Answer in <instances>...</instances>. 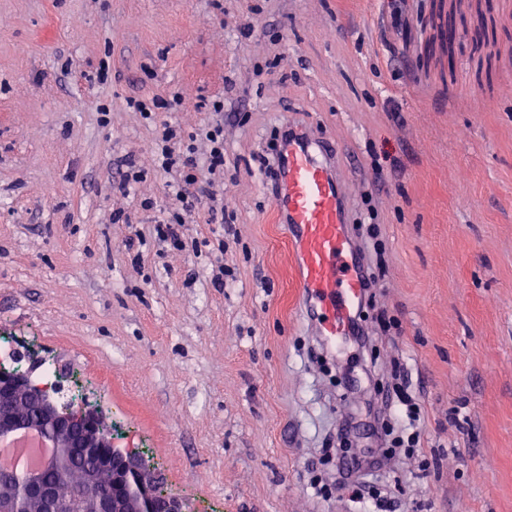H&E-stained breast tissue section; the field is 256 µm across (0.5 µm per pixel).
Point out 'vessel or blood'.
<instances>
[{
    "label": "vessel or blood",
    "mask_w": 512,
    "mask_h": 512,
    "mask_svg": "<svg viewBox=\"0 0 512 512\" xmlns=\"http://www.w3.org/2000/svg\"><path fill=\"white\" fill-rule=\"evenodd\" d=\"M282 190L276 204L288 226L303 311L328 347L353 334L364 298L362 259L350 232L348 186L335 150L313 131L282 147Z\"/></svg>",
    "instance_id": "b4317fda"
}]
</instances>
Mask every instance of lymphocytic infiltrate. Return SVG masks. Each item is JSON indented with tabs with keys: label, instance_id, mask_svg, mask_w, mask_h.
Instances as JSON below:
<instances>
[{
	"label": "lymphocytic infiltrate",
	"instance_id": "f902f5d3",
	"mask_svg": "<svg viewBox=\"0 0 512 512\" xmlns=\"http://www.w3.org/2000/svg\"><path fill=\"white\" fill-rule=\"evenodd\" d=\"M129 108L154 123L157 135L153 147L156 170L173 174L169 184L171 205L159 216L154 231L160 242L176 250L183 249L181 227L188 220L204 218L206 223L224 221V101L211 100L206 109L211 114L204 134L206 151H198L194 136L184 134L179 126L164 120V113L181 107L180 94L144 95L128 98ZM424 412L408 391L404 375L392 374L383 397L369 406L370 435L377 443L372 451L350 454L352 420H344L336 430L341 444L336 472L341 482L352 490L353 499L364 497L363 486L378 472L388 468L399 455L422 452Z\"/></svg>",
	"mask_w": 512,
	"mask_h": 512
}]
</instances>
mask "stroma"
<instances>
[{"mask_svg": "<svg viewBox=\"0 0 512 512\" xmlns=\"http://www.w3.org/2000/svg\"><path fill=\"white\" fill-rule=\"evenodd\" d=\"M480 10L486 34L448 44V19ZM173 92L197 136L199 102L224 100L222 257L209 224L162 248L139 206L167 208L173 177L126 101ZM284 121L335 142L352 211L379 229L377 301L400 333L376 341L377 369L405 367L430 463L400 457L382 498L512 512V0H0V336L50 360L191 512H360L325 460L343 417L368 422L363 356L332 349L341 397L251 165ZM130 160L146 176L124 195Z\"/></svg>", "mask_w": 512, "mask_h": 512, "instance_id": "35a3bbf8", "label": "stroma"}]
</instances>
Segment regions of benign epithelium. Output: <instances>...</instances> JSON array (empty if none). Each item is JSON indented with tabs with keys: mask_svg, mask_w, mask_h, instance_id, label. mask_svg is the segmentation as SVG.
Listing matches in <instances>:
<instances>
[{
	"mask_svg": "<svg viewBox=\"0 0 512 512\" xmlns=\"http://www.w3.org/2000/svg\"><path fill=\"white\" fill-rule=\"evenodd\" d=\"M18 433L61 440L96 460L78 486L82 512H190L186 502L161 489L143 457L112 447L98 411L69 410L28 376L0 366V438ZM23 488L20 498L0 496V512H24L34 502L59 512V489L48 485L41 471L27 474Z\"/></svg>",
	"mask_w": 512,
	"mask_h": 512,
	"instance_id": "benign-epithelium-1",
	"label": "benign epithelium"
}]
</instances>
